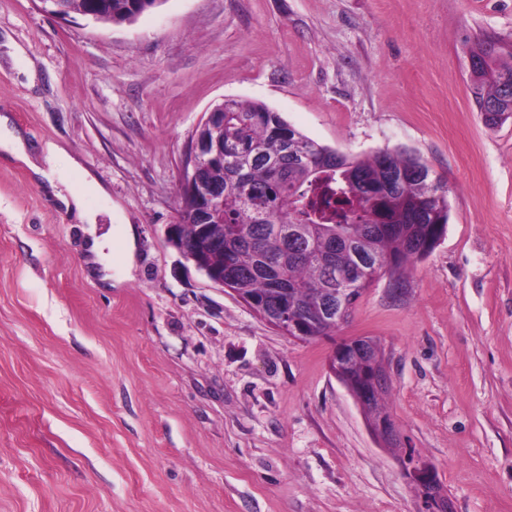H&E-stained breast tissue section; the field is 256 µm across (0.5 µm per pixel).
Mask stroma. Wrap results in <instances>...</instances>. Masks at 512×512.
Returning <instances> with one entry per match:
<instances>
[{
    "label": "stroma",
    "mask_w": 512,
    "mask_h": 512,
    "mask_svg": "<svg viewBox=\"0 0 512 512\" xmlns=\"http://www.w3.org/2000/svg\"><path fill=\"white\" fill-rule=\"evenodd\" d=\"M485 35L512 42V0H163L112 27L0 0V114L112 233L92 272L82 225L0 160V512H418L404 448L452 512H512V119L470 95ZM228 99L448 188L434 250L340 330L381 346L397 443L329 373L335 337L289 338L165 240Z\"/></svg>",
    "instance_id": "1"
}]
</instances>
